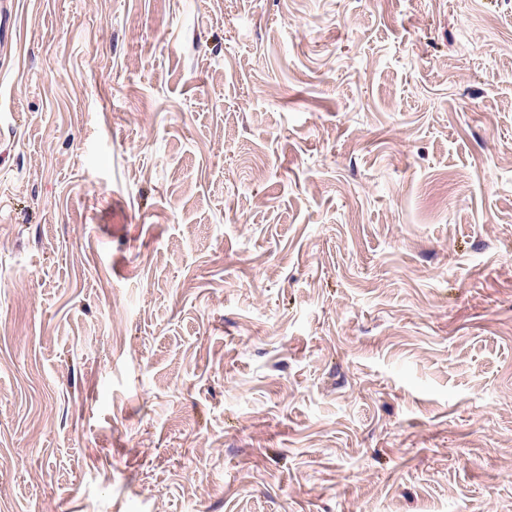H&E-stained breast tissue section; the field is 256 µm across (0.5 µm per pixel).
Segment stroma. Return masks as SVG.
I'll list each match as a JSON object with an SVG mask.
<instances>
[{
  "label": "stroma",
  "mask_w": 512,
  "mask_h": 512,
  "mask_svg": "<svg viewBox=\"0 0 512 512\" xmlns=\"http://www.w3.org/2000/svg\"><path fill=\"white\" fill-rule=\"evenodd\" d=\"M0 512H512V0H17Z\"/></svg>",
  "instance_id": "1"
}]
</instances>
